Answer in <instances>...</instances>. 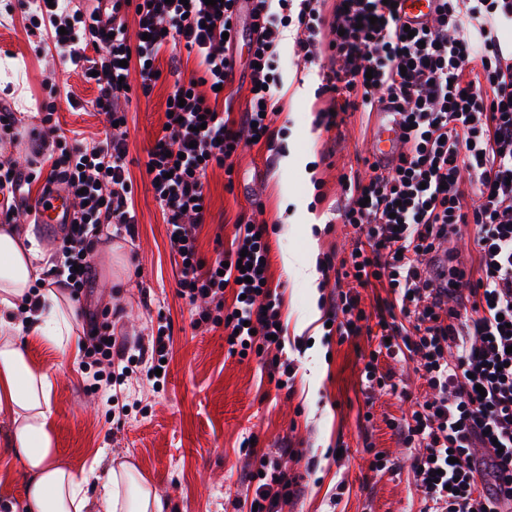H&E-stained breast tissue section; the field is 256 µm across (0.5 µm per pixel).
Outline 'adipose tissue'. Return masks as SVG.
I'll list each match as a JSON object with an SVG mask.
<instances>
[{
  "mask_svg": "<svg viewBox=\"0 0 512 512\" xmlns=\"http://www.w3.org/2000/svg\"><path fill=\"white\" fill-rule=\"evenodd\" d=\"M49 267L32 235L0 226V419L7 433L0 445L20 463L22 512H164L161 496L129 464L95 466L79 476L58 458L52 375L26 349L30 336L78 349L70 303L51 289L31 291Z\"/></svg>",
  "mask_w": 512,
  "mask_h": 512,
  "instance_id": "obj_1",
  "label": "adipose tissue"
}]
</instances>
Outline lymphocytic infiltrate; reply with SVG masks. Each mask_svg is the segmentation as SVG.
Instances as JSON below:
<instances>
[{
  "label": "lymphocytic infiltrate",
  "mask_w": 512,
  "mask_h": 512,
  "mask_svg": "<svg viewBox=\"0 0 512 512\" xmlns=\"http://www.w3.org/2000/svg\"><path fill=\"white\" fill-rule=\"evenodd\" d=\"M138 6L136 42L123 13ZM251 29L241 35L240 12ZM32 25L48 27L63 61L91 74L104 114L103 138L68 143L44 122L58 152L51 179L62 180L77 204L64 231L58 284L91 287L92 237L112 225L134 235L132 180L127 167V109L123 77L138 71L142 94L160 77L157 62L170 48L196 54L200 76L177 83L166 101L164 134L148 151V177L181 261L178 294L198 306L199 322L224 329L228 355L256 357L269 380L292 389L293 359L282 357V299L270 282L267 227L238 221L231 247L204 262L197 229L208 202L213 167L233 176V158L251 141L273 148L281 110L282 77L275 65L285 32L296 28L304 60L326 52L336 66L322 76L318 95L340 96L322 109L317 125L338 126L342 113L387 106L403 127L402 151L387 168L371 165L340 180L345 203L337 213L366 241L342 267L365 288L387 282L390 309L400 320L379 319L381 340L364 362L367 394L397 392L379 357L413 362L426 384L422 401L390 428L410 451L409 468L424 512H512V0H437L427 29L408 35L397 7L384 0H336L323 17L314 0H112V20L90 7H49L38 0ZM246 41L250 63L248 105L219 108L220 86L233 74L232 50ZM135 68H127V61ZM474 194H467V186ZM475 228L476 269L439 259L460 225ZM327 319L345 339L359 335L368 316L357 294L339 293ZM246 481L257 512H283L300 494L285 459L296 449L267 452L241 443Z\"/></svg>",
  "instance_id": "lymphocytic-infiltrate-1"
}]
</instances>
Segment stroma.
<instances>
[{
    "label": "stroma",
    "instance_id": "1",
    "mask_svg": "<svg viewBox=\"0 0 512 512\" xmlns=\"http://www.w3.org/2000/svg\"><path fill=\"white\" fill-rule=\"evenodd\" d=\"M277 65L283 76L277 148H244L234 160L233 182H226L222 169L209 172L198 248L207 261L228 249L240 216L267 224L271 282L283 295V353L297 368L293 389H276L257 360L228 355L223 328L196 325L194 310L177 292L178 258L143 161L161 133L176 82L197 75L199 67L196 57H187L173 73L163 57L152 92L133 99L128 112L127 165L137 234L93 242L95 281L75 307L77 331L86 329V315L93 312L98 324L112 328L130 347L165 327L170 337L166 373L158 379L147 364H134L132 377L108 405L94 385V367L29 337L31 361L54 377L58 452L78 474L100 457L133 465L164 497L167 512H245L240 444L254 435L261 448L289 445L298 451L287 467L299 476L304 492L285 512H423L407 451L388 426L408 411L412 399L424 395L423 381L412 368L385 359L380 370L395 372L406 391L367 399L360 387L362 357L376 348L377 337L365 332L342 340L326 336L323 328L328 302L347 290V282L322 276L312 287L284 261L292 252L315 262L330 254L348 256L358 235L333 219L342 202L340 177L362 168L376 118L350 111L337 128L316 127L317 112L331 104L329 97L314 95L331 65L329 56L298 59L290 34L281 43ZM95 96L81 69L64 68L44 31L29 30L21 0H0V103L20 119L22 131L17 142L0 144V161L17 160L38 172L29 200L37 199L42 175L50 170L32 153V134L41 127L35 116L39 104L53 99L54 118L65 135L89 142L104 129L103 115L92 106ZM286 160L312 166L311 181L284 174ZM114 245L120 246L125 265L111 269L106 257ZM375 452L390 460L391 469H369ZM341 483L346 490L337 505H330Z\"/></svg>",
    "mask_w": 512,
    "mask_h": 512
}]
</instances>
